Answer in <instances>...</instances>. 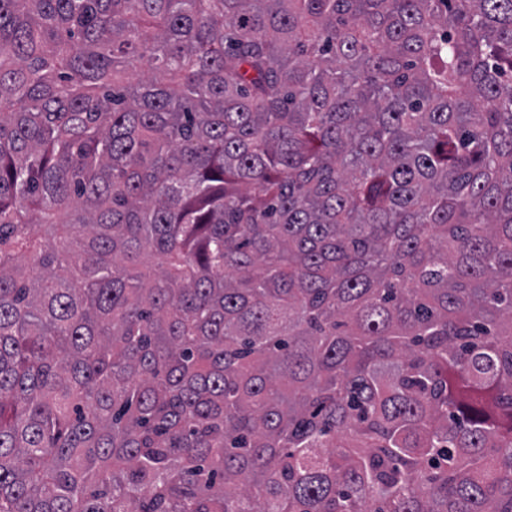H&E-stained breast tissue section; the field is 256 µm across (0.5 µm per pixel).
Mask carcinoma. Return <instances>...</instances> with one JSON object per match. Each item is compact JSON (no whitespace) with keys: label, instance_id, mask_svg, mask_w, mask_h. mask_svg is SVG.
Listing matches in <instances>:
<instances>
[{"label":"carcinoma","instance_id":"1","mask_svg":"<svg viewBox=\"0 0 512 512\" xmlns=\"http://www.w3.org/2000/svg\"><path fill=\"white\" fill-rule=\"evenodd\" d=\"M0 512H512V0H0Z\"/></svg>","mask_w":512,"mask_h":512}]
</instances>
